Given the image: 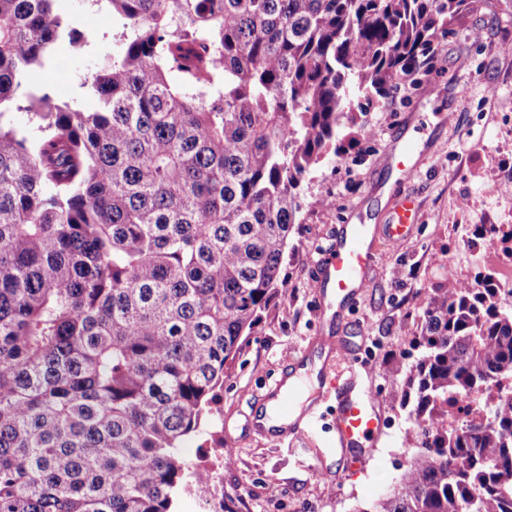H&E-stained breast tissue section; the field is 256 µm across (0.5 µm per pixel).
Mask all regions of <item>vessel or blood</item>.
Segmentation results:
<instances>
[{
	"instance_id": "1",
	"label": "vessel or blood",
	"mask_w": 512,
	"mask_h": 512,
	"mask_svg": "<svg viewBox=\"0 0 512 512\" xmlns=\"http://www.w3.org/2000/svg\"><path fill=\"white\" fill-rule=\"evenodd\" d=\"M414 206L405 201L395 213L385 233L395 242L405 241L413 226ZM372 227L368 224H350L336 241L335 248L318 266L315 292L320 302L333 304L354 300L366 283V273L377 261V255L368 244ZM306 379H299L288 390L272 388L269 396L274 401L278 419L287 421V429L267 427L259 417L249 418L247 425L263 432L271 439L289 433L292 439L309 441L312 433L326 434L327 453L340 457L354 448L365 447L382 430L383 415L380 404L363 385L361 374L352 362L348 348H338L318 381L319 394L305 396Z\"/></svg>"
}]
</instances>
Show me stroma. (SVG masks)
Segmentation results:
<instances>
[{
    "label": "stroma",
    "mask_w": 512,
    "mask_h": 512,
    "mask_svg": "<svg viewBox=\"0 0 512 512\" xmlns=\"http://www.w3.org/2000/svg\"><path fill=\"white\" fill-rule=\"evenodd\" d=\"M480 40H470L472 30ZM444 48L417 89L403 91L370 111L371 138L359 151L328 157L303 181L301 224L283 257L282 284L272 306L224 372V391L206 431L190 439L191 462H213L224 442V499L230 512H354L383 494L406 466V423L390 379L393 366L420 330L421 294L444 282L449 260L470 248L493 264L499 243L479 237V224H512V203L497 191L512 175V14L471 12L439 38ZM66 70L47 69L35 83L51 86L77 108L92 109L85 83L93 54L72 57L60 48ZM418 144L417 175L403 182L381 165L406 142ZM412 195L416 222L406 241L375 236L377 263L356 299L335 311L314 294L315 265L345 224L391 223L398 202ZM335 204L315 206L319 196ZM324 334L326 347L353 342L365 385L382 405L385 427L362 463L349 459L316 465L315 452L272 441L249 429L248 417L290 364L312 360L307 345Z\"/></svg>",
    "instance_id": "obj_1"
}]
</instances>
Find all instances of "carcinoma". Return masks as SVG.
<instances>
[{
	"label": "carcinoma",
	"mask_w": 512,
	"mask_h": 512,
	"mask_svg": "<svg viewBox=\"0 0 512 512\" xmlns=\"http://www.w3.org/2000/svg\"><path fill=\"white\" fill-rule=\"evenodd\" d=\"M71 2L0 0V512H176L302 181L420 85L449 23L512 0H83L112 13L91 112L29 86L60 45L100 40ZM478 232L512 256V234ZM493 276L419 301L393 374L411 454L356 512H512V301Z\"/></svg>",
	"instance_id": "obj_1"
}]
</instances>
